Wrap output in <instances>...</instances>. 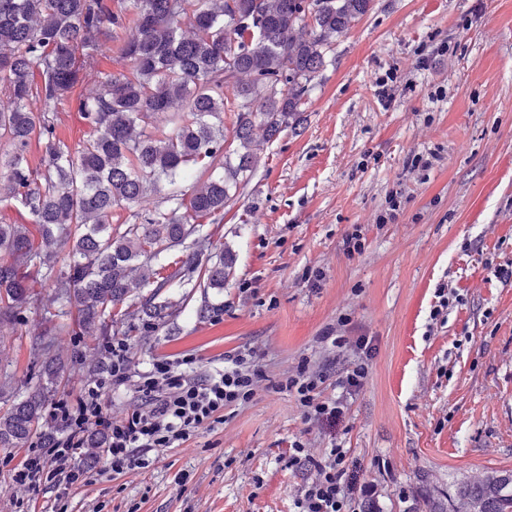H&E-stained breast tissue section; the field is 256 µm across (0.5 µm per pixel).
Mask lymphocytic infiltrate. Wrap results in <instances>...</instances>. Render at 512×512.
<instances>
[{
  "label": "lymphocytic infiltrate",
  "instance_id": "lymphocytic-infiltrate-1",
  "mask_svg": "<svg viewBox=\"0 0 512 512\" xmlns=\"http://www.w3.org/2000/svg\"><path fill=\"white\" fill-rule=\"evenodd\" d=\"M106 367L87 381L73 401H57L51 411L59 430L47 446L29 449L12 470V489L18 504L35 507L47 488H78L83 474L76 460L91 434L105 438L101 457L105 469L119 476L145 469L162 459L165 451L179 447L203 431L223 423L225 409L250 402L263 378L252 350L225 355L223 365L202 369L197 357L154 360L140 369L128 338L113 337L104 346ZM327 379L301 361L280 387L293 394L311 425L334 424L345 414L342 401L322 395ZM132 388L137 402L118 418L104 405L105 396ZM348 451L339 444L311 453L302 441L290 447L288 463L303 466L308 476L294 500L296 512H374L378 497L375 483L353 486L345 480Z\"/></svg>",
  "mask_w": 512,
  "mask_h": 512
}]
</instances>
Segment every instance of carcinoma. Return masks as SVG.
<instances>
[{
	"instance_id": "obj_1",
	"label": "carcinoma",
	"mask_w": 512,
	"mask_h": 512,
	"mask_svg": "<svg viewBox=\"0 0 512 512\" xmlns=\"http://www.w3.org/2000/svg\"><path fill=\"white\" fill-rule=\"evenodd\" d=\"M373 0H0V202L22 221L0 222V322H16L42 304L33 285L52 288L56 312L74 316L53 336H127L175 306L138 295L161 260L185 258L153 293L198 273L213 288L232 270L230 251L203 261L212 246L203 224H216L237 202L258 157L256 131L270 142L301 132L312 82L333 61L336 37L367 15ZM117 44L129 72L95 70ZM96 71L97 89L78 92ZM74 99L90 128L75 150L57 137V105ZM230 113L231 127L224 125ZM168 118L170 128L157 125ZM45 143L39 165L31 140ZM149 192L163 194L148 212ZM126 211L124 221H114ZM71 244L60 271L58 249ZM42 383L0 415V448H25L55 428L44 417L62 356L44 358ZM458 496L470 512H512V476L467 484Z\"/></svg>"
}]
</instances>
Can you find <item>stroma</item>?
Segmentation results:
<instances>
[{
  "label": "stroma",
  "mask_w": 512,
  "mask_h": 512,
  "mask_svg": "<svg viewBox=\"0 0 512 512\" xmlns=\"http://www.w3.org/2000/svg\"><path fill=\"white\" fill-rule=\"evenodd\" d=\"M334 53L302 132L265 144L238 204L203 227L234 255L223 287L194 275L164 289L175 308L131 339L144 367L254 350L255 397L159 463L72 490L68 512H294L296 440L347 448L382 512H458L460 487L512 473V278L494 273L512 269V0H375ZM418 155L434 161L415 173ZM396 190V220L378 223ZM357 224L364 249L350 256ZM442 285L459 299L440 322ZM342 318L371 346L348 396L336 379L353 353L321 341ZM46 328L38 309L0 323V414L38 383ZM304 359L326 372L324 397L346 399L336 429L309 426L275 388Z\"/></svg>",
  "instance_id": "1"
}]
</instances>
